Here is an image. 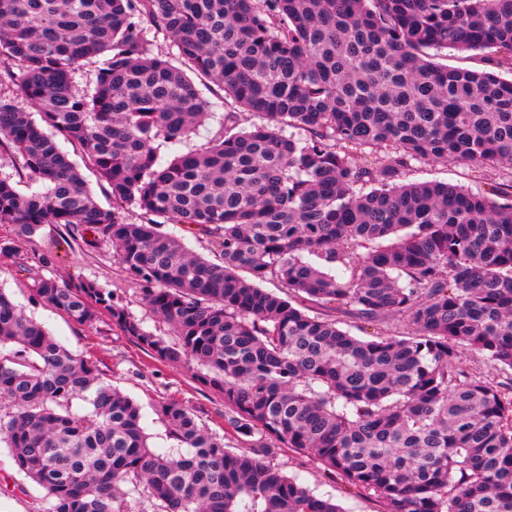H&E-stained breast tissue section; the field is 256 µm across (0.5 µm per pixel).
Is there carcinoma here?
Listing matches in <instances>:
<instances>
[{"label": "carcinoma", "mask_w": 512, "mask_h": 512, "mask_svg": "<svg viewBox=\"0 0 512 512\" xmlns=\"http://www.w3.org/2000/svg\"><path fill=\"white\" fill-rule=\"evenodd\" d=\"M443 49L487 68L440 65ZM0 58L35 109L0 96V147L39 185L1 177L0 224L97 236L158 325L95 281L40 276L38 300L191 366L252 438L233 453L169 399L173 445L156 450L140 405L0 291V443L50 512H128L135 496L152 512H342L275 465L282 447L383 512H512V381L459 360L512 372V80L496 73L512 70V0H0ZM190 72L233 109L211 145L163 163L211 111ZM240 112L266 123L238 131ZM423 161L499 182L407 181ZM460 361L463 366L481 373L485 378L493 379L494 381H501L505 378L498 369H495L492 365L486 363L479 356L470 351L462 350L460 353Z\"/></svg>", "instance_id": "1"}]
</instances>
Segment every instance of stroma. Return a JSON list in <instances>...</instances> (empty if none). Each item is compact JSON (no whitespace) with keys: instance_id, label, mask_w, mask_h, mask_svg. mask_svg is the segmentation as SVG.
Wrapping results in <instances>:
<instances>
[{"instance_id":"35a3bbf8","label":"stroma","mask_w":512,"mask_h":512,"mask_svg":"<svg viewBox=\"0 0 512 512\" xmlns=\"http://www.w3.org/2000/svg\"><path fill=\"white\" fill-rule=\"evenodd\" d=\"M409 178L460 184L481 192L488 191L498 180L494 171L452 161L415 164ZM0 242L10 244L18 253L17 259H0V289L70 349L96 358L106 379L141 405L153 446L164 444V427L155 407L169 398L180 400L208 431L223 434L224 400L218 391L199 383L191 370L159 361L108 320L80 326L45 308L34 296L29 271L36 267L41 274L60 280L97 281L133 313H141L139 295L125 277L111 246L70 238L55 224L44 225L30 239L18 237L13 225L0 224ZM274 461L315 495L336 500L344 512H382L374 495L348 488L340 476L307 453L281 448ZM48 508L44 491L18 472L8 449L1 445L0 512H48Z\"/></svg>"}]
</instances>
